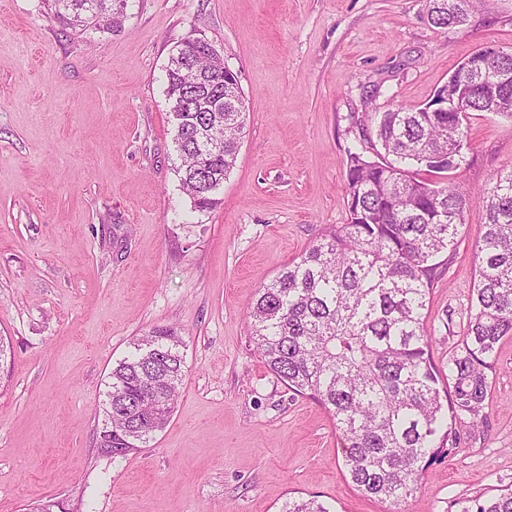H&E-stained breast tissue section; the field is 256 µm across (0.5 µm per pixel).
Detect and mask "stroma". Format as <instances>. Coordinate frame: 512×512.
I'll return each instance as SVG.
<instances>
[{
	"instance_id": "35a3bbf8",
	"label": "stroma",
	"mask_w": 512,
	"mask_h": 512,
	"mask_svg": "<svg viewBox=\"0 0 512 512\" xmlns=\"http://www.w3.org/2000/svg\"><path fill=\"white\" fill-rule=\"evenodd\" d=\"M424 0H128L119 27L59 26L54 0H0V512H279L314 496L383 512L345 475L327 412L268 373L247 326L257 289L347 212L366 112L429 102L481 44L512 49V0L448 31ZM223 53L247 101L221 203L175 172L164 68L185 38ZM452 183L473 208L430 296L435 362L470 316L478 202L512 167V118L471 113ZM177 327L175 412L126 458L97 453L105 381L133 340ZM409 512H461L512 488V338L483 428L461 425Z\"/></svg>"
}]
</instances>
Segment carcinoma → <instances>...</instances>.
Returning a JSON list of instances; mask_svg holds the SVG:
<instances>
[{"label": "carcinoma", "mask_w": 512, "mask_h": 512, "mask_svg": "<svg viewBox=\"0 0 512 512\" xmlns=\"http://www.w3.org/2000/svg\"><path fill=\"white\" fill-rule=\"evenodd\" d=\"M113 0H55L68 29L112 30ZM486 0H426L424 17L448 31L467 24ZM506 51L456 112L398 107L366 113L362 136L376 155H347V222L334 224L260 287L248 311L251 342L277 381L328 413L344 467L364 496L406 512L427 470L456 448V423L478 428L487 408L502 342L512 337V168L499 171L481 201L477 279L461 339L436 364L427 311L437 259L454 247L471 203L451 183L467 165L472 112L512 118V83L495 100L481 89ZM166 96L183 191L195 209L220 204L234 168L246 113L211 112L224 95V71L198 41L176 45L165 67ZM460 149L457 166L433 159ZM184 341L155 327L108 374L97 452L124 458L143 448L172 418L185 376ZM281 512H331L310 497L288 498ZM463 512H512V491L471 500Z\"/></svg>", "instance_id": "cac0c4a2"}]
</instances>
